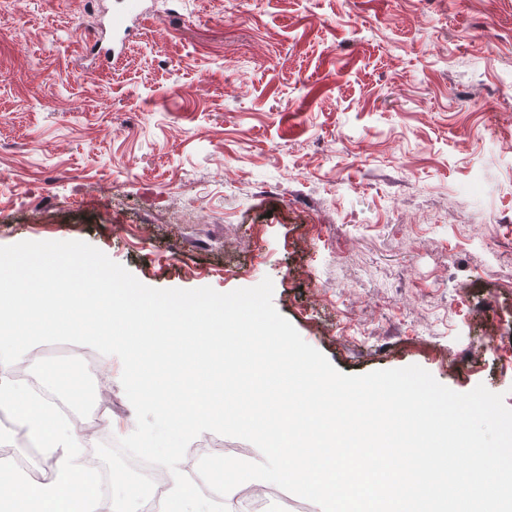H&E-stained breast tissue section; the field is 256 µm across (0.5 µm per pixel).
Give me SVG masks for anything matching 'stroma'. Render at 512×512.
Masks as SVG:
<instances>
[{
    "label": "stroma",
    "mask_w": 512,
    "mask_h": 512,
    "mask_svg": "<svg viewBox=\"0 0 512 512\" xmlns=\"http://www.w3.org/2000/svg\"><path fill=\"white\" fill-rule=\"evenodd\" d=\"M0 0V246L87 242L158 289L271 279L344 374L512 408V0ZM112 47L109 57L95 48ZM95 362L81 453L131 434ZM0 447L55 458L0 411Z\"/></svg>",
    "instance_id": "35a3bbf8"
}]
</instances>
